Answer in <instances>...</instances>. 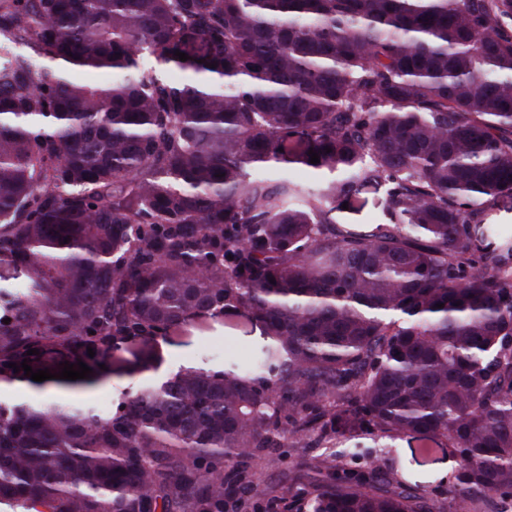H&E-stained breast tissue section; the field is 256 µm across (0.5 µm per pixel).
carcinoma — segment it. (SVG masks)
<instances>
[{
	"instance_id": "cac0c4a2",
	"label": "carcinoma",
	"mask_w": 512,
	"mask_h": 512,
	"mask_svg": "<svg viewBox=\"0 0 512 512\" xmlns=\"http://www.w3.org/2000/svg\"><path fill=\"white\" fill-rule=\"evenodd\" d=\"M505 200L512 0H0V381L154 370L217 318L270 339L107 416L0 400V506L242 512L281 490L253 460L369 432L445 440L447 499L512 500ZM307 467L292 512H438L390 466Z\"/></svg>"
}]
</instances>
